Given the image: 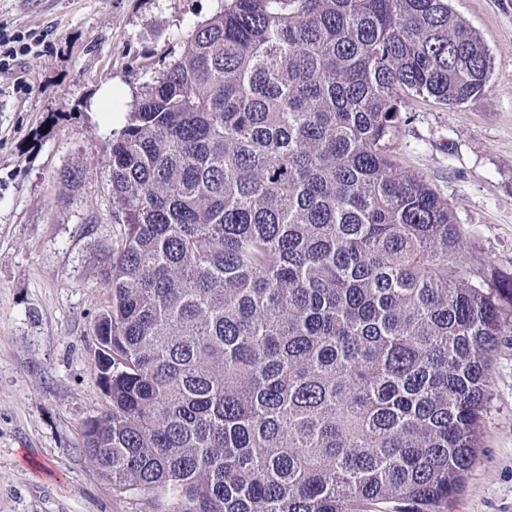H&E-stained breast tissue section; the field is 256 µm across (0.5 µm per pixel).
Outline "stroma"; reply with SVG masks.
Listing matches in <instances>:
<instances>
[{
    "mask_svg": "<svg viewBox=\"0 0 512 512\" xmlns=\"http://www.w3.org/2000/svg\"><path fill=\"white\" fill-rule=\"evenodd\" d=\"M220 0H0L28 50L0 72V512H165L120 491L84 451L108 407L95 324L101 257L121 242L103 160L142 86ZM492 69L479 99L406 97L390 151L450 204L462 254L512 277V0H450ZM82 171L65 185L61 174ZM477 460L447 512H512V334L492 355Z\"/></svg>",
    "mask_w": 512,
    "mask_h": 512,
    "instance_id": "35a3bbf8",
    "label": "stroma"
}]
</instances>
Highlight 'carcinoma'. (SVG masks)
<instances>
[{
	"mask_svg": "<svg viewBox=\"0 0 512 512\" xmlns=\"http://www.w3.org/2000/svg\"><path fill=\"white\" fill-rule=\"evenodd\" d=\"M448 0H224L105 158L117 251L85 451L166 512H445L512 279L389 152L401 95L476 100Z\"/></svg>",
	"mask_w": 512,
	"mask_h": 512,
	"instance_id": "1",
	"label": "carcinoma"
}]
</instances>
